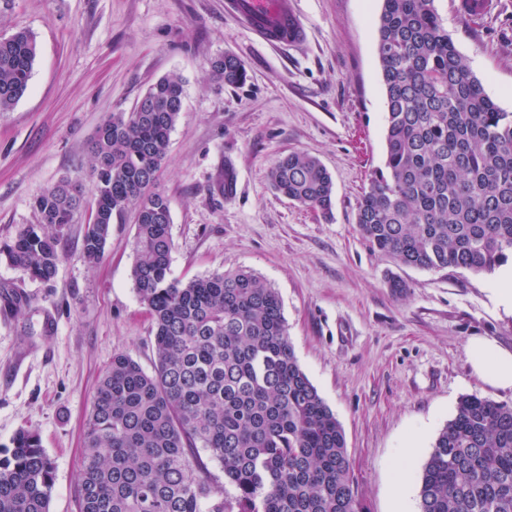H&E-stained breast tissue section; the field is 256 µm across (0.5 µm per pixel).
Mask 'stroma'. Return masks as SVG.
I'll use <instances>...</instances> for the list:
<instances>
[{
    "label": "stroma",
    "mask_w": 512,
    "mask_h": 512,
    "mask_svg": "<svg viewBox=\"0 0 512 512\" xmlns=\"http://www.w3.org/2000/svg\"><path fill=\"white\" fill-rule=\"evenodd\" d=\"M458 0L436 7L487 94L512 111V0L473 23ZM304 43L272 48L224 13V0H0V34L32 32L39 54L26 94L0 112V242L36 223L31 202L81 177L93 201L88 142L104 117L128 112L176 73L183 112L156 188L170 201L171 273L189 280L253 271L276 288L297 361L339 421L363 512H394L393 479L408 438L414 472L465 395L512 403L473 373L467 345L486 336L512 349V316L487 295L490 274L395 268L355 222L385 153L376 57L380 0H294ZM237 56L241 86L209 74ZM290 151L317 157L336 190L334 219L277 195L268 172ZM235 173L231 196L219 189ZM71 225L52 284L0 262V446L36 429L55 463L50 512H78L81 434L96 385L125 354L151 369V321L132 284L134 215L113 225L105 256L78 253ZM397 269L404 295L385 273ZM26 298L15 309L12 297Z\"/></svg>",
    "instance_id": "obj_1"
}]
</instances>
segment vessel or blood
<instances>
[{
  "label": "vessel or blood",
  "mask_w": 512,
  "mask_h": 512,
  "mask_svg": "<svg viewBox=\"0 0 512 512\" xmlns=\"http://www.w3.org/2000/svg\"><path fill=\"white\" fill-rule=\"evenodd\" d=\"M224 9L267 44H294L307 37L291 0H224Z\"/></svg>",
  "instance_id": "b4317fda"
}]
</instances>
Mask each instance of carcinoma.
<instances>
[{"label": "carcinoma", "mask_w": 512, "mask_h": 512, "mask_svg": "<svg viewBox=\"0 0 512 512\" xmlns=\"http://www.w3.org/2000/svg\"><path fill=\"white\" fill-rule=\"evenodd\" d=\"M436 0H381L376 53L385 160L371 171L356 224L396 265L491 273L512 257V111L495 103L448 36ZM37 43L0 37V112L28 89ZM214 79L244 83L233 55ZM182 78L150 85L107 116L89 143L95 200L80 259L98 264L112 225L135 212L132 280L154 333L152 370L120 354L101 377L84 428L79 512H362L346 440L295 357L276 289L250 270L171 276V208L154 190L183 110ZM274 190L328 219L334 183L290 152ZM39 223L0 244V260L49 283L61 241L85 208L65 177L33 199ZM219 462L229 498L200 451ZM54 462L23 427L0 448V512H50ZM419 512H512V404L460 398L423 465Z\"/></svg>", "instance_id": "carcinoma-1"}]
</instances>
